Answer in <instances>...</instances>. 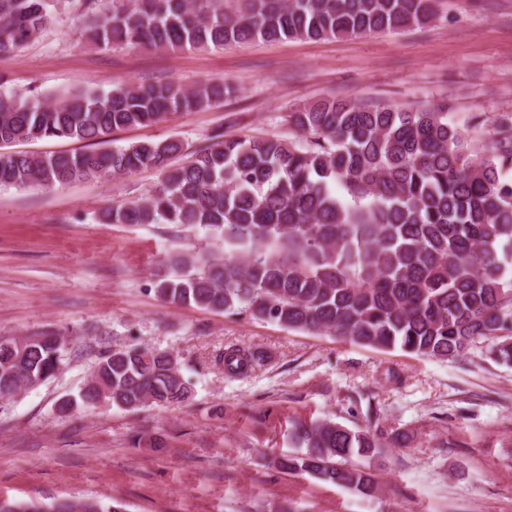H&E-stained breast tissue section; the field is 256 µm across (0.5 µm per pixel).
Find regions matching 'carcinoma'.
<instances>
[{"mask_svg":"<svg viewBox=\"0 0 512 512\" xmlns=\"http://www.w3.org/2000/svg\"><path fill=\"white\" fill-rule=\"evenodd\" d=\"M57 0H0V53L42 36ZM101 0L84 21L99 50L131 46L210 50L255 39L321 40L420 28L439 0ZM224 83L117 84L41 98L0 93V149L46 138L86 141L72 154L0 152V188L55 189L154 168V190L108 206L106 224H178L224 243V257L188 251L167 257L152 282L175 304L247 314L286 330L324 333L381 351L456 361L480 340L512 367V115H503L484 152L472 150L441 109L366 106L330 97L288 113L295 139L224 136L176 163L177 138L111 146L112 132L211 107ZM341 189L350 201L336 194ZM64 336L0 337V401L31 380L61 370ZM262 351H224V372L265 363ZM191 396L177 356L141 346L101 355L80 393L87 408L105 402L136 411ZM300 452L275 458L305 473L376 497L369 469L381 447L370 429L331 419L296 421ZM0 512H121L85 499L0 501Z\"/></svg>","mask_w":512,"mask_h":512,"instance_id":"cac0c4a2","label":"carcinoma"}]
</instances>
